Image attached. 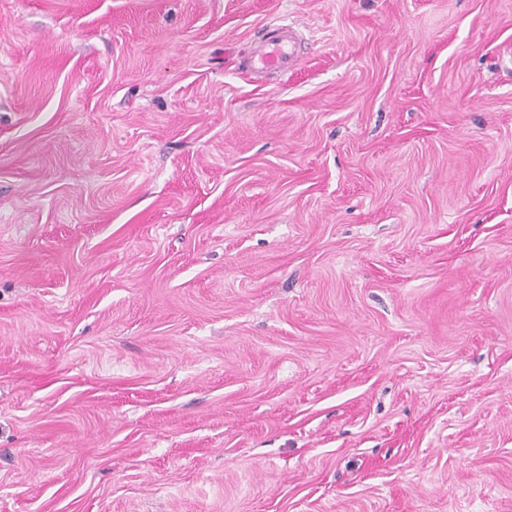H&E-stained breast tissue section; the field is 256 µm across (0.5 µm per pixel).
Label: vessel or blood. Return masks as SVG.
Returning <instances> with one entry per match:
<instances>
[{
    "label": "vessel or blood",
    "mask_w": 512,
    "mask_h": 512,
    "mask_svg": "<svg viewBox=\"0 0 512 512\" xmlns=\"http://www.w3.org/2000/svg\"><path fill=\"white\" fill-rule=\"evenodd\" d=\"M301 41L293 26H278L260 39L256 49L242 55L239 67L254 82L264 81L274 71L286 72L300 59Z\"/></svg>",
    "instance_id": "1"
}]
</instances>
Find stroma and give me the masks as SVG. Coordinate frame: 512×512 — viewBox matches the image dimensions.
I'll return each mask as SVG.
<instances>
[{"mask_svg": "<svg viewBox=\"0 0 512 512\" xmlns=\"http://www.w3.org/2000/svg\"><path fill=\"white\" fill-rule=\"evenodd\" d=\"M0 512H512V0H0ZM302 38L291 25H280L259 40L256 49L241 56L239 68L251 81L262 82L275 70L283 73L300 59Z\"/></svg>", "mask_w": 512, "mask_h": 512, "instance_id": "1", "label": "stroma"}]
</instances>
